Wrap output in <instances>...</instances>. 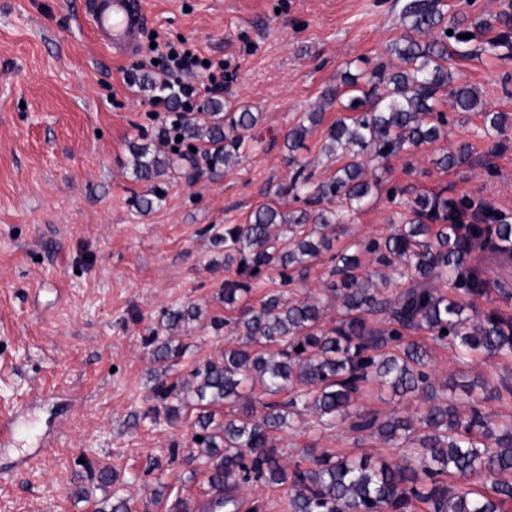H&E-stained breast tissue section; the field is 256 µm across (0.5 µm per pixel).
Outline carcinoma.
<instances>
[{"instance_id":"cac0c4a2","label":"carcinoma","mask_w":512,"mask_h":512,"mask_svg":"<svg viewBox=\"0 0 512 512\" xmlns=\"http://www.w3.org/2000/svg\"><path fill=\"white\" fill-rule=\"evenodd\" d=\"M401 20L421 39L405 36L391 43L388 53L398 63L375 66L368 90L361 91L356 77L344 81L346 91L356 92L345 109L356 116L340 117L327 129L324 151L341 162L334 174L316 182L294 155L304 147L307 124L322 120V113L310 112L308 122L288 132V165L294 167L288 184L278 186L276 199L258 207L247 223L225 228L216 239L224 244L225 268L235 269V277L220 287L224 305L235 307L268 272L279 275L259 306L215 322L241 337V343L195 368L190 381L157 378L154 393L167 419L189 406L197 410L191 447L210 489L217 491L213 505L221 512H241L244 501L236 491L246 485L288 486L284 512H507L505 506L512 505V424L490 419L471 389L464 411L440 397L426 371L427 347L409 339L423 330L464 355L512 357V315L456 300L460 295L489 299L491 281L469 259L482 251L502 264L512 263V224L491 206L440 191L419 196L397 212L388 236L333 250L342 215L329 204L337 200L361 208L373 188L367 165H380L403 151L414 154L440 139L448 117L439 110V94L448 96L460 114L481 113L488 137H501L512 127L508 114L484 110L477 90L457 82L447 66L452 56L475 49L512 58V0L497 15L470 21L465 15L446 20L431 0H408ZM491 31L496 35L484 39ZM477 40L480 44L470 49ZM201 111L209 118H184L175 135L201 151L209 168L248 148L247 133L258 115H226L224 103L215 99L206 100ZM131 153L134 174L142 181L161 177L171 163L158 148L138 145ZM470 158V146L461 144L434 164L447 170ZM288 196L303 206L283 211L279 200ZM362 252L392 268L395 290L385 294L372 287L369 275L361 272ZM325 253L330 270L322 292L338 303L331 327L323 321L321 300L284 299L308 264ZM445 286L455 296L444 294ZM198 317V309L186 305L165 311L161 326L170 332ZM145 343L157 363L179 356L171 339L156 331ZM258 385L263 400L245 394ZM370 385L409 394L425 408L413 419L350 412ZM218 406L229 407L222 420ZM303 408L315 414L317 427L347 419L350 431L362 437L414 446L398 459L375 463L367 457L318 454L313 448L286 462L275 432ZM96 512H129L128 500L116 491L112 500L97 502Z\"/></svg>"}]
</instances>
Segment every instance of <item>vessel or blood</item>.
Listing matches in <instances>:
<instances>
[{
    "label": "vessel or blood",
    "instance_id": "obj_1",
    "mask_svg": "<svg viewBox=\"0 0 512 512\" xmlns=\"http://www.w3.org/2000/svg\"><path fill=\"white\" fill-rule=\"evenodd\" d=\"M88 18L113 54L126 55L139 45L146 21L144 0H91Z\"/></svg>",
    "mask_w": 512,
    "mask_h": 512
}]
</instances>
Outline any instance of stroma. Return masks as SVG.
Wrapping results in <instances>:
<instances>
[{"label":"stroma","instance_id":"obj_1","mask_svg":"<svg viewBox=\"0 0 512 512\" xmlns=\"http://www.w3.org/2000/svg\"><path fill=\"white\" fill-rule=\"evenodd\" d=\"M87 2L0 0V417L29 410L14 443L0 448V512H93L117 487L132 512H169L179 497L197 506L208 487L189 449L196 412L165 419L144 339L163 311L198 306L199 320L172 338L180 355L167 363L169 382L237 344L211 325L230 315L217 296L229 272L214 236L246 223L288 183L286 134L307 113L323 120L297 157L316 180L333 174L322 145L344 110L326 92L345 74L389 62L388 45L406 33L404 0H145L139 50L115 56L89 26ZM156 41L223 60L226 111L260 116L253 149L210 170L183 145L163 177L136 180L131 146L158 145L161 135L141 83L161 74L139 66ZM448 69L512 114V59L485 52L452 58ZM448 117L447 136L368 170L379 188L347 212L335 248L390 233L394 186L406 203L444 190L512 217V129L496 148L478 113ZM463 142L469 165L436 167ZM143 197L152 209H141ZM413 338L426 343L437 384H455L457 402L466 400L463 382L512 380V358L463 360L426 332ZM354 408L406 417L423 405L373 386ZM313 421L307 411L291 416L285 457L309 446L341 457L395 454L378 438L357 440L347 424ZM101 464L116 471L115 486L91 481Z\"/></svg>","mask_w":512,"mask_h":512}]
</instances>
